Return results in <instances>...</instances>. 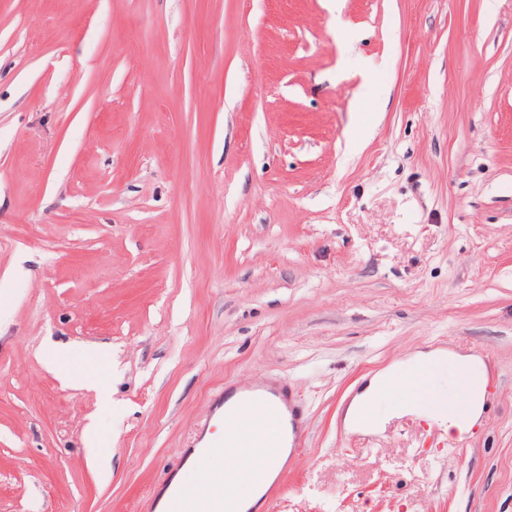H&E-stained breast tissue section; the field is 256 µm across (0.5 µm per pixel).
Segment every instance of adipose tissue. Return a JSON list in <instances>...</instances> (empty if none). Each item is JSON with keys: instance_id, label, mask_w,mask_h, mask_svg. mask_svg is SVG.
Wrapping results in <instances>:
<instances>
[{"instance_id": "obj_1", "label": "adipose tissue", "mask_w": 512, "mask_h": 512, "mask_svg": "<svg viewBox=\"0 0 512 512\" xmlns=\"http://www.w3.org/2000/svg\"><path fill=\"white\" fill-rule=\"evenodd\" d=\"M456 360L459 368L452 371L447 391L434 392L431 400H424L413 384L420 370L438 361ZM481 367L479 360L459 357L443 348L418 352L391 363L375 372L368 384L346 410L345 422L354 430L375 432L383 428L385 420L374 412L377 400L390 401L399 414H415L437 423L448 432L465 435L477 423L484 411L483 395L478 390H465L464 377H475ZM240 427L250 429L254 441L248 445L225 444L205 462L208 473L224 476L225 486L234 490L240 512H247L255 503L253 491L268 483L282 469L286 452L268 448L261 439L273 431L271 424L254 416L241 418Z\"/></svg>"}]
</instances>
